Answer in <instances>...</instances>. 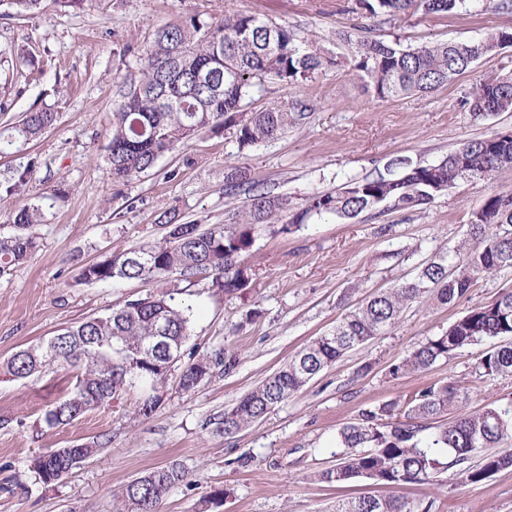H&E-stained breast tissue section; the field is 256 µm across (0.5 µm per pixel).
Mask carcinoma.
<instances>
[{
    "mask_svg": "<svg viewBox=\"0 0 512 512\" xmlns=\"http://www.w3.org/2000/svg\"><path fill=\"white\" fill-rule=\"evenodd\" d=\"M83 2L0 0V6L9 16H26L48 5L74 11ZM466 7L467 0H347L344 5L350 13L384 22L418 13L453 14ZM342 40L350 48L344 60L323 54L311 41L299 40L288 26L251 15L211 23L191 17L160 29L150 44L138 50V75L120 86L112 110L105 154L112 179L129 182L152 169L159 157L202 133L227 131L243 153L304 123L311 107L303 101L271 102L258 111L246 110L271 84H299L317 71L346 62L367 79L379 98H424L471 70L480 58L511 44L512 33L493 31L471 42L399 48L375 38L367 25ZM470 97L477 117L512 112V71L475 84ZM56 119L57 113L47 106L25 112L6 128L7 134H0V144H28ZM37 164V158L31 157L0 180V201L16 204L12 212L16 232L0 235L1 275L26 261L35 249L36 242L26 230L41 222L45 201L66 196L61 186L49 194H28ZM508 169H512V133L468 140L444 159L410 167L399 178L353 179L336 192L313 194L305 208L281 225V231H290L310 213L353 218L387 201L403 210L422 207L458 180H490ZM224 181L229 191L245 196L244 204L224 224L203 229L182 223L176 212L165 210L158 217L168 228L164 240L115 252L78 273L82 283L117 278L152 281L157 293L62 328L0 365V371L14 379L31 377L54 364L77 369L71 391L45 413L47 427L71 425L87 412L120 400L136 385L155 393L151 403L140 402L137 414L148 417L160 406L172 374V355L183 351L191 333L190 306L176 301L168 288L171 278L190 282L207 273L213 275L212 287L225 293L250 288L252 277L242 256L253 245L256 232L271 227L288 211V200L237 167H228ZM507 268H512L511 190L490 194L470 211L467 243L426 264L414 279L356 304L332 329L242 396L224 412V434H235L264 418L347 351L387 334L409 305L430 298L448 305L466 296L479 278ZM483 341L490 346L476 363L479 375L512 376L511 289L471 307L443 334L403 358L392 375L427 371L456 350ZM236 366L237 358L221 350L195 355L181 372L180 388L192 391L200 377L217 368L229 373ZM457 398V388L448 382L427 387L402 407L391 402L361 412L357 421L337 431L336 447L344 449L343 461L317 472V477L336 485L365 478L397 487L451 470L462 482L477 484L511 468L512 448L499 450L497 445L512 439V405L444 419ZM109 442L106 437L96 438L68 450L58 448L33 457L30 467L50 484L75 468L79 458L95 456ZM475 457L480 458L477 465L470 463ZM186 477L176 461L156 468L116 495L115 512H157L163 497ZM432 506L398 495L360 496L336 500L334 512H431Z\"/></svg>",
    "mask_w": 512,
    "mask_h": 512,
    "instance_id": "obj_1",
    "label": "carcinoma"
}]
</instances>
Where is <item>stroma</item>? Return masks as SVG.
Segmentation results:
<instances>
[{
	"mask_svg": "<svg viewBox=\"0 0 512 512\" xmlns=\"http://www.w3.org/2000/svg\"><path fill=\"white\" fill-rule=\"evenodd\" d=\"M342 0H85L75 13L46 8L28 17L0 16V96L10 110L0 126L50 105L57 114L26 151L0 159V172L37 158L30 190L64 185L67 196L32 225L36 248L0 276V363L59 329L155 292L153 283L109 280L83 284L81 266L110 253L162 239L160 212L205 228L223 223L240 206L224 188L231 165L287 196L291 211L308 196L379 173L400 177L406 165L431 164L470 139L512 132V112L475 118L466 96L480 78L512 71V45L479 59L471 72L429 97L378 98L349 65L316 73L297 85L271 86L268 101L301 99L312 107L306 123L272 142L239 153L234 138L206 133L161 156L140 177L117 184L103 160L118 76L137 71L135 51L170 23L195 16L215 22L254 15L299 29L318 48L342 57V31L361 25ZM512 32V12L474 7L453 16H403L382 25L376 38L401 47L424 42H468L491 31ZM512 190V169L494 180H461L420 210L383 202L359 216L311 215L290 232L256 235L243 263L252 277L247 295L224 294L202 275L172 281L194 311L186 353L236 354L237 367L215 371L193 391L170 375L160 407L142 417L134 389L120 401L88 412L74 424L47 428L43 416L75 383L73 370L51 367L32 377L0 376V512H113L115 494L146 472L178 461L185 482L164 497L159 512H329L337 496H383L388 486L367 479L333 486L316 472L335 466L336 432L359 414L408 399L434 384L454 383L457 411L512 402V376L481 378L475 370L486 343L465 346L420 373L391 368L431 337L442 334L471 306L512 289V269L477 281L469 298L444 306L407 307L396 327L348 351L300 392L260 421L228 436L224 413L288 359L333 326L358 301L413 279L424 264L467 237L469 213L491 192ZM262 314L241 315L250 306ZM111 438L94 458L46 484L31 459L99 435ZM219 504H208L214 491ZM397 492L432 502V512H512V468L478 484L451 472L407 484Z\"/></svg>",
	"mask_w": 512,
	"mask_h": 512,
	"instance_id": "35a3bbf8",
	"label": "stroma"
}]
</instances>
